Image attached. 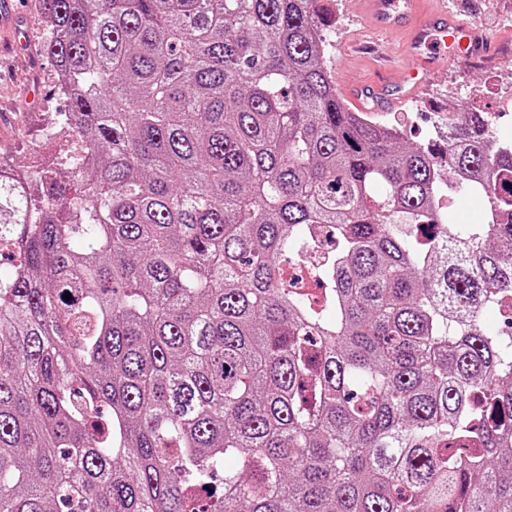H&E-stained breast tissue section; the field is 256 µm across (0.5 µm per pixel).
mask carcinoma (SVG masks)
<instances>
[{"label":"carcinoma","instance_id":"cac0c4a2","mask_svg":"<svg viewBox=\"0 0 512 512\" xmlns=\"http://www.w3.org/2000/svg\"><path fill=\"white\" fill-rule=\"evenodd\" d=\"M319 2L44 0L65 147L0 175V512H512V146L351 111ZM323 224L317 301L281 262ZM452 172L445 167L443 180L440 181L441 203L446 204L455 216L459 224H472L476 221L480 212V202L470 199L464 195L454 196L448 188V181H451Z\"/></svg>","mask_w":512,"mask_h":512}]
</instances>
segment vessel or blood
<instances>
[{"mask_svg":"<svg viewBox=\"0 0 512 512\" xmlns=\"http://www.w3.org/2000/svg\"><path fill=\"white\" fill-rule=\"evenodd\" d=\"M363 10L372 19L374 27L386 34L406 33L407 55L412 62L404 82L378 84L375 88L353 91V99L372 101L374 110L382 111L396 106L399 101L423 95L426 87L421 62L448 56H470L488 53L490 41L479 38L470 24L456 18L448 9L429 13L423 21L414 16L420 0H360Z\"/></svg>","mask_w":512,"mask_h":512,"instance_id":"vessel-or-blood-1","label":"vessel or blood"}]
</instances>
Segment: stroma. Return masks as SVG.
I'll use <instances>...</instances> for the list:
<instances>
[{
	"mask_svg": "<svg viewBox=\"0 0 512 512\" xmlns=\"http://www.w3.org/2000/svg\"><path fill=\"white\" fill-rule=\"evenodd\" d=\"M335 20L325 57L336 89L348 97L351 89L378 78L370 56L346 59L344 45L371 41L374 30L360 0H323ZM459 17L497 46L493 63L440 61L427 72L426 100H409L389 112H372L371 121L397 128L408 142L440 140V127L452 110L477 109L495 125L512 131V0H464ZM18 22L0 27V157L14 165L28 162L27 144L38 137L55 112L65 107L58 97L51 60L41 42V0H14Z\"/></svg>",
	"mask_w": 512,
	"mask_h": 512,
	"instance_id": "obj_1",
	"label": "stroma"
}]
</instances>
